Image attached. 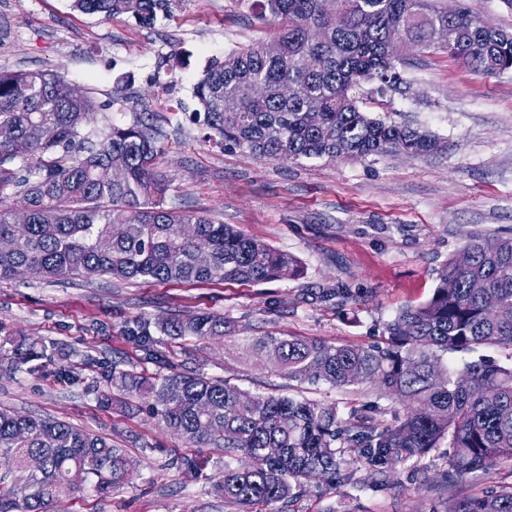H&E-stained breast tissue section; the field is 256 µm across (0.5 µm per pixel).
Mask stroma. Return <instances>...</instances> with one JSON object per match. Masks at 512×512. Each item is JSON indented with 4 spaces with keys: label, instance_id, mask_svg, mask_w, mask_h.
<instances>
[{
    "label": "stroma",
    "instance_id": "stroma-1",
    "mask_svg": "<svg viewBox=\"0 0 512 512\" xmlns=\"http://www.w3.org/2000/svg\"><path fill=\"white\" fill-rule=\"evenodd\" d=\"M512 33V0H442ZM272 28L255 0H180L171 17L143 26L131 15L86 14L73 0H0V71L57 72L90 100L98 125L144 118L163 155L164 207L206 212L249 237L295 256L300 276L267 283H155L74 275L0 281V352L19 337L53 346L34 373H0V408L50 416L111 439L125 450L131 475L110 497L70 495L53 512H237L215 485L223 448L209 447L200 472L195 456L148 411L121 394L104 405L112 377L150 378L169 369L230 378L250 392L279 389L338 407L375 406L379 418L403 415L401 403L363 385L344 392L327 384L288 382L257 360L228 358L220 343L160 336L158 363L127 331L175 312L233 318L244 340L267 332L367 346L407 305L430 299L437 272L474 234L512 233V71L482 75L445 52L405 69L393 87L364 84L369 113L434 135L441 150L367 159L297 163L258 158L204 138L189 115L207 61L268 40ZM345 288L348 299L333 297ZM72 377H58L59 364ZM435 450L418 463L389 468L385 482L360 467L357 485L306 483L295 512H445V493L428 477L443 467Z\"/></svg>",
    "mask_w": 512,
    "mask_h": 512
}]
</instances>
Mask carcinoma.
I'll return each mask as SVG.
<instances>
[{
  "label": "carcinoma",
  "instance_id": "obj_1",
  "mask_svg": "<svg viewBox=\"0 0 512 512\" xmlns=\"http://www.w3.org/2000/svg\"><path fill=\"white\" fill-rule=\"evenodd\" d=\"M277 28L224 59L208 61L196 84L199 108L192 119L205 138L258 157L294 162L362 159L388 153L427 154L435 137L408 124L372 117L360 106L365 82L392 85L398 65L388 55L389 36L402 32L422 53L443 50L482 74L512 70V34L487 32L462 11L435 0H341L337 16L321 0H258ZM89 13H130L151 25L172 13L173 0H74ZM290 83L292 97L280 94ZM321 104L318 123L310 102ZM93 120L88 98L56 73L0 71V280L19 268L44 280L73 274L115 280L265 283L301 275L291 254L269 247L231 224H217L198 211L164 207V184L153 170L162 150L143 126L86 129ZM28 153L18 156L13 143ZM123 179H112V164ZM18 188L28 206L20 230L1 192ZM204 250L210 260L197 261ZM438 271L432 297L403 307L386 325V345L356 347L300 336H255L236 342L235 321L222 314H178L155 322L174 339L193 336L224 343L241 358L259 357L282 377L354 389L372 384L405 405L385 425L352 409L343 418L333 405L275 392L251 393L229 381L197 372H172L153 380L127 373L112 384L145 393L152 414L193 448L224 447V477L216 485L224 501L241 512H262L303 497L304 482L320 475L329 487L353 479L345 454L377 468L420 460L448 443L445 465L432 477L441 490L459 479L487 474L512 461V364L478 354L484 346L512 348V236L470 238ZM485 288L475 293L470 281ZM454 287H448V281ZM128 335L154 358L150 323ZM466 358L458 367L444 353ZM46 357V347L20 340L0 371L13 373ZM260 455L265 468L235 465ZM39 458L37 470L29 460ZM0 458L15 483L0 488V512H50L69 492L107 497L129 477L120 448L66 421L0 409ZM448 512H512V484L474 494H454Z\"/></svg>",
  "mask_w": 512,
  "mask_h": 512
}]
</instances>
